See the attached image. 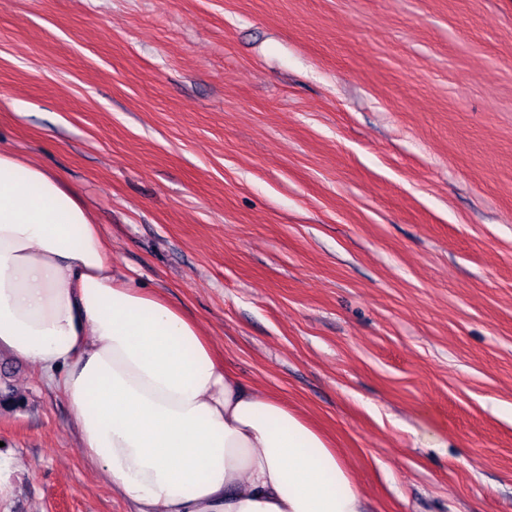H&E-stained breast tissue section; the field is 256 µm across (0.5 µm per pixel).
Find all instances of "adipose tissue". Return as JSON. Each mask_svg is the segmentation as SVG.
I'll return each mask as SVG.
<instances>
[{"mask_svg":"<svg viewBox=\"0 0 512 512\" xmlns=\"http://www.w3.org/2000/svg\"><path fill=\"white\" fill-rule=\"evenodd\" d=\"M0 352L62 387L86 457L131 512H370L323 432L113 269L57 176L2 150Z\"/></svg>","mask_w":512,"mask_h":512,"instance_id":"obj_1","label":"adipose tissue"}]
</instances>
